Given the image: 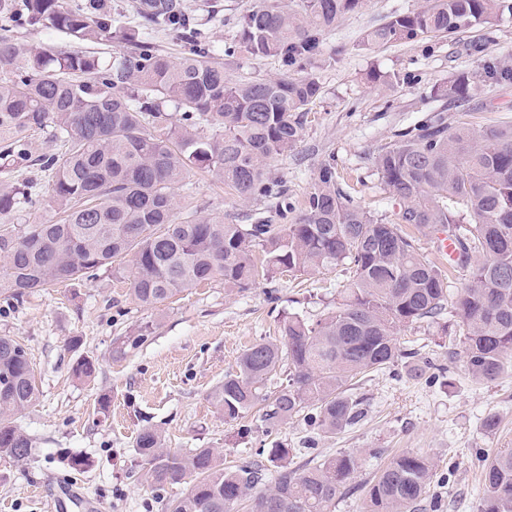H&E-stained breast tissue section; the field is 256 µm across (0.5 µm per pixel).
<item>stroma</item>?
I'll use <instances>...</instances> for the list:
<instances>
[{
	"mask_svg": "<svg viewBox=\"0 0 512 512\" xmlns=\"http://www.w3.org/2000/svg\"><path fill=\"white\" fill-rule=\"evenodd\" d=\"M426 0H364L361 9L326 33L322 55L335 62L319 72L321 93L305 115L301 138L291 153L276 159L273 175L288 182V196L301 204L321 164L336 166L337 180L375 218L395 221L400 206L374 166L381 146L397 131L444 110L449 125L486 126L512 122V84L483 85L468 108L437 101L435 86L460 73L481 71L485 60L512 64V14L494 25L461 30L442 39L397 43L372 52L357 50L367 29ZM398 74L390 86L370 83V71ZM191 205L245 217L265 209L242 202L214 173L191 176ZM348 280L342 269L303 276L277 274L243 292H228L214 280L157 307L133 300L128 278L100 271L96 279L61 284L23 301L0 298V335L23 344L34 369L39 398L19 415L18 425L35 441L27 461L0 458V512H51L60 491L72 488L97 502L103 512H166L184 495L192 476L158 491L146 478L135 439L146 426L160 430L168 447L217 448L228 466L258 460L259 450L294 449V464L352 453L361 467L353 489L336 500L333 512H362L365 487L393 458L405 452L433 464L429 494L420 512H479L483 496L482 458L512 448V367L496 381L475 380L462 364L434 378L450 349L441 325L402 331L399 340L415 359L365 376L361 392L370 400L359 425L336 434L310 429L303 417L269 430L258 411L224 419L209 394L234 370L254 343L278 338L284 319L323 318ZM146 330L145 341L117 355L123 337ZM78 348H67L69 337ZM96 366L94 378L74 375L77 363ZM109 398L99 412L100 398ZM497 430L482 426L487 414ZM69 456L91 462L76 471Z\"/></svg>",
	"mask_w": 512,
	"mask_h": 512,
	"instance_id": "35a3bbf8",
	"label": "stroma"
}]
</instances>
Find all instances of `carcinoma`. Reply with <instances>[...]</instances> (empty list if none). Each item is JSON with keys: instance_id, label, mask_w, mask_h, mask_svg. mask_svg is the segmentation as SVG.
I'll return each mask as SVG.
<instances>
[{"instance_id": "obj_1", "label": "carcinoma", "mask_w": 512, "mask_h": 512, "mask_svg": "<svg viewBox=\"0 0 512 512\" xmlns=\"http://www.w3.org/2000/svg\"><path fill=\"white\" fill-rule=\"evenodd\" d=\"M363 0H258L224 47L206 40L202 18L179 0L138 8L144 28L127 26L103 0H0V296L20 301L59 284L90 280L129 263L131 295L144 308L215 278L245 291L281 270L299 275L345 266L336 306L316 323L290 316L281 339L248 347L210 393L224 418L264 403L261 422L294 417L334 434L361 423L369 398L358 377L415 352L400 332L443 318L460 337L468 373L493 382L512 363V123L450 127L439 111L396 134L374 158L382 182L401 202L387 224L354 203L324 164L300 208L271 163L300 140L307 106L320 94L317 69L326 32ZM512 0H429L422 9L366 30L357 47L442 37L492 25ZM53 28L78 42H119L110 60L19 42L22 30ZM182 49L163 54L151 32ZM274 58V79L230 78L224 58ZM488 80L512 82V67L489 61ZM474 76L462 73L436 96L471 100ZM44 134L41 151L30 137ZM215 173L242 201L269 209L249 224L199 207L180 212L190 174ZM49 208L52 216L39 211ZM446 233L457 244L452 269L466 283L449 293L448 273L407 232ZM288 368L274 394L264 382ZM38 389L27 352L0 336V457H32L34 441L15 417ZM135 448L157 488L195 476L167 512H332L360 467L345 453L291 466L290 449L267 463L224 469L214 448H169L151 427ZM433 464L406 452L380 470L363 512H418ZM481 512H512V450L484 459ZM271 481L265 490L258 487Z\"/></svg>"}]
</instances>
